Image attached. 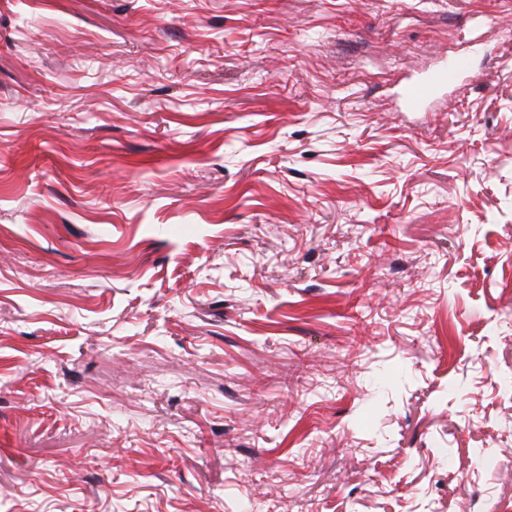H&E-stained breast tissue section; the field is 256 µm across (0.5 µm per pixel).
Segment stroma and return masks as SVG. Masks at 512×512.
I'll use <instances>...</instances> for the list:
<instances>
[{
  "label": "stroma",
  "instance_id": "stroma-1",
  "mask_svg": "<svg viewBox=\"0 0 512 512\" xmlns=\"http://www.w3.org/2000/svg\"><path fill=\"white\" fill-rule=\"evenodd\" d=\"M510 378L512 0H0V512H512ZM468 71V58L455 56L434 74L406 82L401 88V97L410 106L421 105L433 99L441 88L457 85Z\"/></svg>",
  "mask_w": 512,
  "mask_h": 512
}]
</instances>
